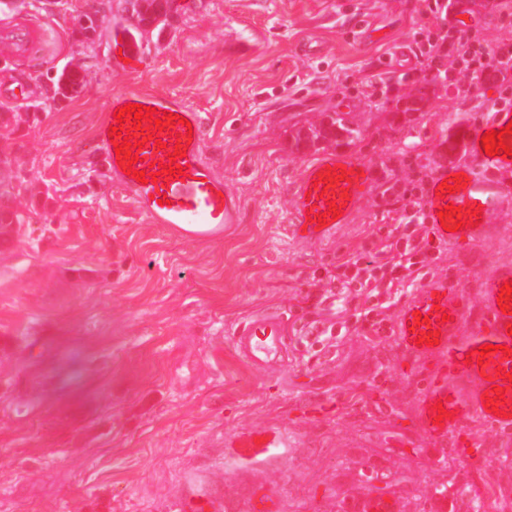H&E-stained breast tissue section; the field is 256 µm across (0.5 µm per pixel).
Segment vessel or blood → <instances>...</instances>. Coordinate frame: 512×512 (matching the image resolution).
<instances>
[{
    "instance_id": "vessel-or-blood-1",
    "label": "vessel or blood",
    "mask_w": 512,
    "mask_h": 512,
    "mask_svg": "<svg viewBox=\"0 0 512 512\" xmlns=\"http://www.w3.org/2000/svg\"><path fill=\"white\" fill-rule=\"evenodd\" d=\"M140 104L155 108L156 118L173 112L182 121L165 128H144L124 121L130 143L138 147L139 159L133 174H125L115 153L111 129L122 107ZM512 122V109L494 112L484 126L468 134L469 160L463 165L439 166L431 177L423 213L433 237L450 246H487L497 240L499 226L488 215L497 205L498 179L512 173V154L486 155L481 138L485 132L502 131ZM204 121L201 112L173 94L125 90L112 93L96 128V138L104 149L113 182L127 193L136 210L150 223L172 232L192 226L193 239L210 241L222 237L226 226L238 223L243 209L241 198L230 191L201 157ZM179 161H172V154ZM155 174V183L138 182V171ZM369 167L357 158L326 154L309 162L294 187L296 208L290 231L299 238L322 239L338 224L348 223L366 185ZM325 189H317V182ZM478 212L477 225L457 227L456 220L444 216L448 206ZM339 210L338 219L319 223L318 214L328 208ZM512 282V263H499L484 275L480 292L481 312L472 315L460 306L452 291L428 283L404 303L395 330L396 341L417 356L439 358L441 366L422 388L418 400L420 426L434 440L454 436L459 427L478 420L501 432L512 431V305L500 308L501 288ZM435 333L439 342L428 347L420 336ZM237 345L247 363L264 367L287 345L285 319L278 313L252 316L236 330ZM491 353L482 354L483 345ZM504 395L497 412L485 406V396ZM446 420H439L440 412Z\"/></svg>"
}]
</instances>
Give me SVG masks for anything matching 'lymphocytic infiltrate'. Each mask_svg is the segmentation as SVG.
Segmentation results:
<instances>
[{"mask_svg":"<svg viewBox=\"0 0 512 512\" xmlns=\"http://www.w3.org/2000/svg\"><path fill=\"white\" fill-rule=\"evenodd\" d=\"M446 56L455 57L476 84L488 72L512 68V52L501 43L486 39L475 23L453 26L443 35L427 36L419 48L418 61L423 71L443 79L447 73L439 62ZM439 249V244L431 241L428 226L418 211L407 216L405 223L396 225L386 240H365L328 271L324 291L306 293V328L316 332L318 341L332 339V327L323 324L325 313L331 311L337 319L356 318L368 323L374 335H383V295L396 286L413 288L432 275L431 255Z\"/></svg>","mask_w":512,"mask_h":512,"instance_id":"lymphocytic-infiltrate-1","label":"lymphocytic infiltrate"}]
</instances>
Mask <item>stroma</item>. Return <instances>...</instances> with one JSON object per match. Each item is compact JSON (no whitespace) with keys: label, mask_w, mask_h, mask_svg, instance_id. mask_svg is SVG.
<instances>
[{"label":"stroma","mask_w":512,"mask_h":512,"mask_svg":"<svg viewBox=\"0 0 512 512\" xmlns=\"http://www.w3.org/2000/svg\"><path fill=\"white\" fill-rule=\"evenodd\" d=\"M0 32V113L24 121L0 149L28 184L25 219L0 240V512H170L211 496L213 512H473L512 502V435L468 424L434 441L418 395L436 360L395 337L349 330L307 356L299 309L312 279L359 243L398 224L402 192L447 161L468 159L465 131L496 109L512 71L471 89L448 64L425 79L415 57L424 0H185L181 16L141 50L115 56L110 0L100 51L73 55L72 21L56 0H7ZM443 27L477 21L512 46L495 0H465ZM83 87L54 102L58 70ZM409 72L384 87L392 71ZM179 95L204 116L202 158L243 203L223 239L184 240L149 223L115 186L94 140L109 95ZM341 113L353 143L296 139ZM336 153L370 166L349 223L323 240L291 235L292 187L309 161ZM489 216L488 247H445L435 282L478 312L480 277L512 262V174ZM288 320L286 358L261 370L233 333L251 314ZM284 447L253 457L240 440Z\"/></svg>","instance_id":"stroma-1"}]
</instances>
